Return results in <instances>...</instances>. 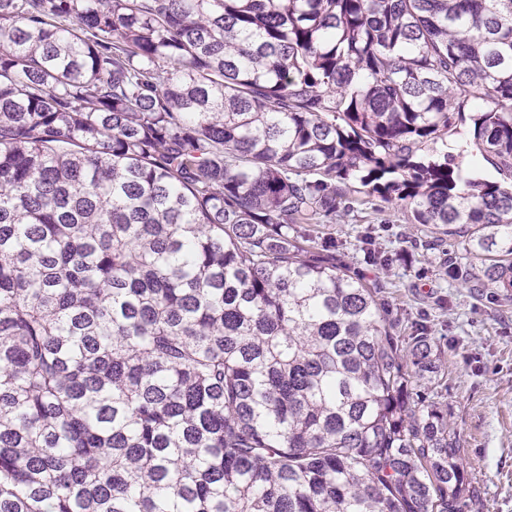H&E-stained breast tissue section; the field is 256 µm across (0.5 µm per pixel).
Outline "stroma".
Masks as SVG:
<instances>
[{
    "instance_id": "1",
    "label": "stroma",
    "mask_w": 512,
    "mask_h": 512,
    "mask_svg": "<svg viewBox=\"0 0 512 512\" xmlns=\"http://www.w3.org/2000/svg\"><path fill=\"white\" fill-rule=\"evenodd\" d=\"M306 232L316 245H335L343 267L379 288L395 335L426 328L444 377L423 392L448 405L473 488L463 512H512V298L449 279L448 259L473 262L465 230L407 223L376 198Z\"/></svg>"
}]
</instances>
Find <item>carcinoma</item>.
Here are the masks:
<instances>
[{"instance_id":"1","label":"carcinoma","mask_w":512,"mask_h":512,"mask_svg":"<svg viewBox=\"0 0 512 512\" xmlns=\"http://www.w3.org/2000/svg\"><path fill=\"white\" fill-rule=\"evenodd\" d=\"M374 194L512 296V0H0V512H461ZM467 144L464 139H456L452 140L448 138V152L453 155V159L456 164L464 167H469L475 169L477 174L488 180H500L502 176L496 171L494 166L484 160L481 156L478 148L473 143L472 136L468 135ZM462 144L461 147H454L453 145ZM455 148H458L459 151H456Z\"/></svg>"}]
</instances>
